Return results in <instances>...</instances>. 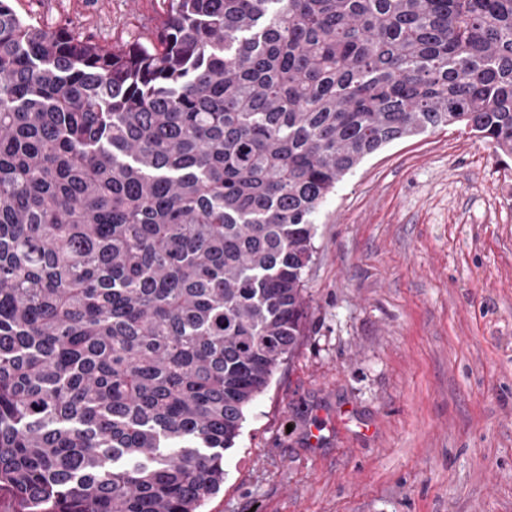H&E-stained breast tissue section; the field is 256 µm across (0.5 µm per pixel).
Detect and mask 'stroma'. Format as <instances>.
<instances>
[{"label":"stroma","instance_id":"1","mask_svg":"<svg viewBox=\"0 0 512 512\" xmlns=\"http://www.w3.org/2000/svg\"><path fill=\"white\" fill-rule=\"evenodd\" d=\"M10 4L106 47L167 9ZM315 224L311 333L247 410L204 512H512V157L454 127L394 142Z\"/></svg>","mask_w":512,"mask_h":512}]
</instances>
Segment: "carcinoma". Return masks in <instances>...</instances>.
Instances as JSON below:
<instances>
[{
	"instance_id": "obj_1",
	"label": "carcinoma",
	"mask_w": 512,
	"mask_h": 512,
	"mask_svg": "<svg viewBox=\"0 0 512 512\" xmlns=\"http://www.w3.org/2000/svg\"><path fill=\"white\" fill-rule=\"evenodd\" d=\"M445 126L512 157V0H168L119 47L0 0L13 512H202L309 335L315 216Z\"/></svg>"
}]
</instances>
